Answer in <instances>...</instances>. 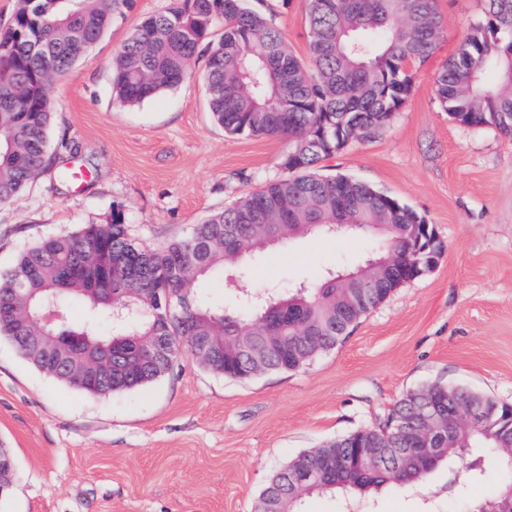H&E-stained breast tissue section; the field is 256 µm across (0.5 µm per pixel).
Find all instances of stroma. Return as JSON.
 I'll use <instances>...</instances> for the list:
<instances>
[{
    "label": "stroma",
    "mask_w": 512,
    "mask_h": 512,
    "mask_svg": "<svg viewBox=\"0 0 512 512\" xmlns=\"http://www.w3.org/2000/svg\"><path fill=\"white\" fill-rule=\"evenodd\" d=\"M168 0H136L53 87L50 163L0 203V270L37 239L121 215L160 250L193 225L282 177L279 137L231 135L212 118L194 56L176 87L135 106L112 92L109 62ZM309 60L307 0H247ZM443 32L412 91L376 137L325 171L364 182L424 216L445 245L430 273L396 288L336 348L288 372L224 377L191 359L144 387L105 396L49 376L0 340V448L14 458L0 512H254L272 475L304 450L380 428L408 392L445 384L512 404V138L452 120L436 77L485 0H436ZM84 169L68 181L66 169ZM364 236H304L226 265L207 288L233 307L242 289L286 292L363 263ZM382 493L362 512H457L449 476Z\"/></svg>",
    "instance_id": "35a3bbf8"
}]
</instances>
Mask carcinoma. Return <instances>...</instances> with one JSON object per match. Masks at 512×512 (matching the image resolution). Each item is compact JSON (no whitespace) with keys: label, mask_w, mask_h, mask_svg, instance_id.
I'll use <instances>...</instances> for the list:
<instances>
[{"label":"carcinoma","mask_w":512,"mask_h":512,"mask_svg":"<svg viewBox=\"0 0 512 512\" xmlns=\"http://www.w3.org/2000/svg\"><path fill=\"white\" fill-rule=\"evenodd\" d=\"M135 0H18L10 24L0 29V201L21 191L48 164L47 132L51 91L56 76L72 64L134 7ZM484 20L473 26L436 82L443 111L468 126L494 125L512 137V0H486ZM309 68L286 46L277 27L245 7V0H171L169 7L143 19L112 58V86L124 104L135 105L179 85L192 57L208 53L207 83L214 121L231 134L284 137L293 147L281 167L286 174L233 206L194 225L191 233L161 251L128 234L122 218L88 224L66 234L48 235L21 249L12 265L0 270V337L36 368L90 395H106L146 386L191 356L201 336L219 356L211 370L238 380L251 369L296 370L333 349L358 315L380 304L407 281L391 276L379 288H342L336 272L326 271L286 295L248 292L237 311L211 303L174 280L169 264L183 266L199 287L224 273V243L231 240L245 257L266 247L275 229L287 243L305 234H332L336 224H363L384 242L379 259L396 258L413 275L415 246L408 225L424 217L342 176H324L318 165L349 144L382 130L410 94L416 67L433 53L441 34L435 0H307ZM224 31L211 40L216 25ZM109 270L112 293L94 300L83 267ZM78 300L84 319L72 323L66 303ZM60 319L47 325L43 316ZM74 336L68 356L37 345V336ZM164 336L166 354L125 369L140 358L145 344ZM120 367L112 382H77L69 369L102 349ZM440 395L483 413L492 429L450 425L433 440L426 458L401 459L406 439L395 434L397 418L425 404L426 389L405 395L390 413L386 428L363 429L303 451L280 469L262 491L257 509L271 503L274 512H299L302 498L288 488L289 468L323 471L326 483L311 495H332L346 508L387 487L406 490L429 484L440 467L448 483L464 453L481 454L467 467L478 481L493 460L498 481L486 497L463 500L460 512H488L512 498V423L506 404L466 390Z\"/></svg>","instance_id":"1"}]
</instances>
